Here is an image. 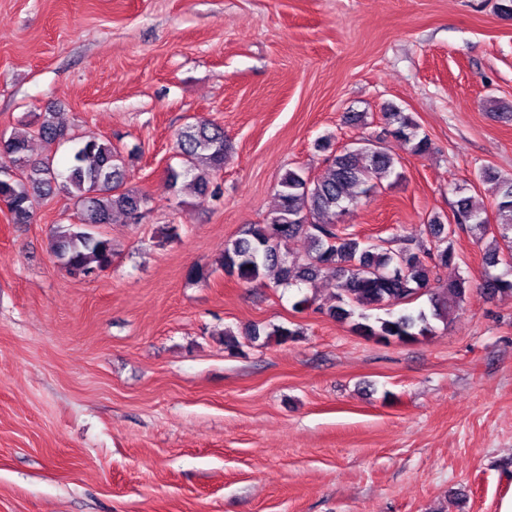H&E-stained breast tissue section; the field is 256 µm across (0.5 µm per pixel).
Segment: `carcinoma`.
<instances>
[{
  "label": "carcinoma",
  "mask_w": 512,
  "mask_h": 512,
  "mask_svg": "<svg viewBox=\"0 0 512 512\" xmlns=\"http://www.w3.org/2000/svg\"><path fill=\"white\" fill-rule=\"evenodd\" d=\"M56 115L52 103L36 115L37 134L47 142L68 139L67 128ZM383 117L391 133L404 140L412 154L422 157L432 151L431 140L420 133L412 115L390 108ZM177 148L180 166L167 170L169 186L187 187L198 198L220 194L217 177L227 154L224 128L206 119L188 124L177 133ZM394 174L395 158L368 139L329 159L324 177L312 179L296 170L285 171L278 183V203L266 223L252 224L242 236L225 243L220 265L246 283H260L270 272L287 286L332 277L337 282L334 303L316 306L304 296L295 302V309H326L332 318L351 322L352 329L368 339L414 342L432 335V321L448 322L473 286L470 277L459 271L453 237L442 218L437 215L429 220L428 243L395 248L344 235L336 224L349 206L366 199ZM477 178L494 198L495 228H488L487 209L473 195L455 202L457 226L468 228L480 239L494 231L511 249L512 175L483 169ZM59 190L80 206V222L56 227L53 252L71 274L94 279L112 265L113 258L112 242L97 228L111 223L115 213L134 222L148 203L146 195L126 187L120 150L107 140H81L69 166L61 172L52 158L29 153L26 136L0 133V202L13 223H30L37 199ZM299 237L310 243L304 254L289 249V243ZM446 271L450 275L444 281L441 274ZM505 290L512 292V280L501 276L484 279L483 291L488 295ZM422 293L430 296L428 313L370 314L407 304ZM262 335L287 343L297 341L303 330L291 322L262 329L255 326L249 331L254 340Z\"/></svg>",
  "instance_id": "1"
}]
</instances>
